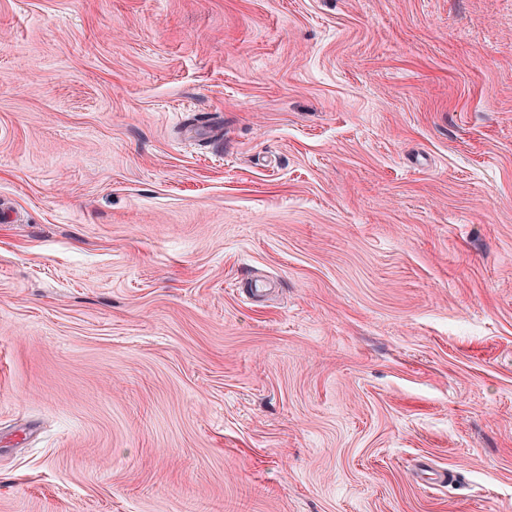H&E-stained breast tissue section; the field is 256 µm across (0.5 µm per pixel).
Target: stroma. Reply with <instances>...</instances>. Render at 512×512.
I'll return each instance as SVG.
<instances>
[{"label":"stroma","instance_id":"obj_1","mask_svg":"<svg viewBox=\"0 0 512 512\" xmlns=\"http://www.w3.org/2000/svg\"><path fill=\"white\" fill-rule=\"evenodd\" d=\"M0 512H512V0H0Z\"/></svg>","mask_w":512,"mask_h":512}]
</instances>
